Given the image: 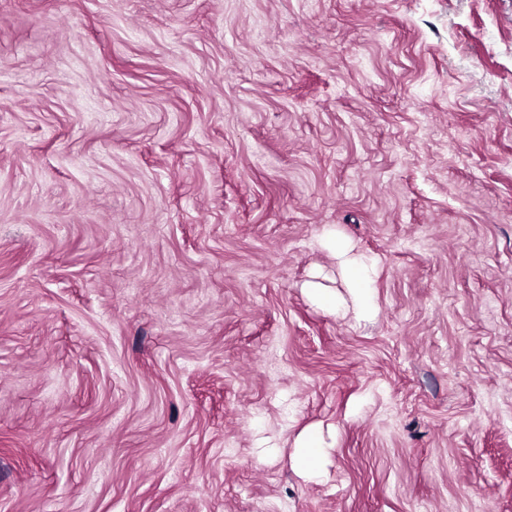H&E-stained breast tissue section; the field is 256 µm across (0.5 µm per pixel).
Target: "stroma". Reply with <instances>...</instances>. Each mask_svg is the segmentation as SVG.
<instances>
[{
    "label": "stroma",
    "instance_id": "35a3bbf8",
    "mask_svg": "<svg viewBox=\"0 0 512 512\" xmlns=\"http://www.w3.org/2000/svg\"><path fill=\"white\" fill-rule=\"evenodd\" d=\"M0 512H512V0H0ZM325 244L340 261L342 274L350 285V296L356 317L359 320L369 319L374 311L369 264L361 256L352 255L350 249L332 232L326 234ZM295 459L306 471H317L326 454V444L317 432L301 434L296 442Z\"/></svg>",
    "mask_w": 512,
    "mask_h": 512
}]
</instances>
